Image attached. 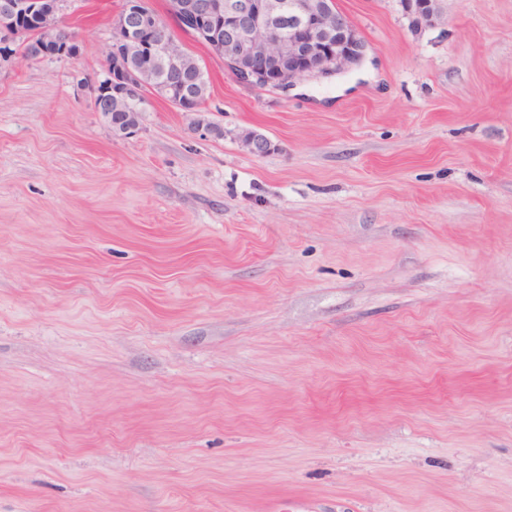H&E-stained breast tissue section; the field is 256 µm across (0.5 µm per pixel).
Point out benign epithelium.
Listing matches in <instances>:
<instances>
[{"instance_id":"7a95c632","label":"benign epithelium","mask_w":512,"mask_h":512,"mask_svg":"<svg viewBox=\"0 0 512 512\" xmlns=\"http://www.w3.org/2000/svg\"><path fill=\"white\" fill-rule=\"evenodd\" d=\"M64 0H0V65L43 57H76L82 43L63 26ZM168 14L185 32L209 45L238 79L269 78L284 88L304 79H328L359 65L366 44L336 0H167ZM412 27L441 22L439 0H403ZM110 68L91 88L95 111L115 131L139 125L147 93H156L200 121L199 98L181 79L201 73L198 59L144 0H125L107 48ZM133 111H128V108ZM241 144L264 156L271 142L245 131Z\"/></svg>"}]
</instances>
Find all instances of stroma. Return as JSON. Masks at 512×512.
Returning a JSON list of instances; mask_svg holds the SVG:
<instances>
[{
    "instance_id": "obj_1",
    "label": "stroma",
    "mask_w": 512,
    "mask_h": 512,
    "mask_svg": "<svg viewBox=\"0 0 512 512\" xmlns=\"http://www.w3.org/2000/svg\"><path fill=\"white\" fill-rule=\"evenodd\" d=\"M439 5L287 90L181 34L200 126L94 112L124 0L0 66V512H512V0Z\"/></svg>"
}]
</instances>
